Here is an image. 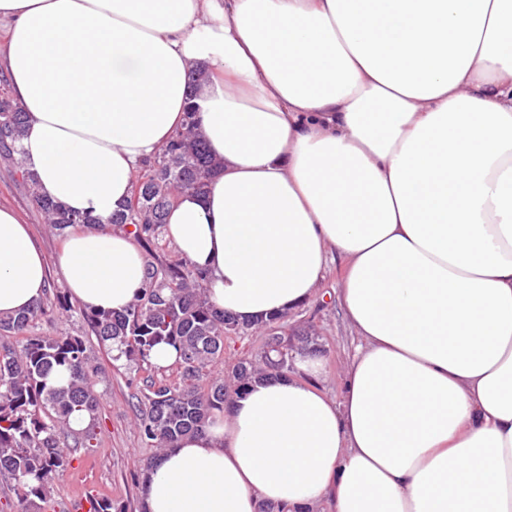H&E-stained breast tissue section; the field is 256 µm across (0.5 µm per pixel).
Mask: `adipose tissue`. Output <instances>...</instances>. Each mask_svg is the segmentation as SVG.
Listing matches in <instances>:
<instances>
[{"label":"adipose tissue","mask_w":512,"mask_h":512,"mask_svg":"<svg viewBox=\"0 0 512 512\" xmlns=\"http://www.w3.org/2000/svg\"><path fill=\"white\" fill-rule=\"evenodd\" d=\"M1 21L26 166L99 219L51 260L0 205L1 316L55 271L91 312L142 292L108 220L190 105L222 166L165 233L209 301L266 320L345 261L341 397L296 355L144 474L142 512H512V0H0Z\"/></svg>","instance_id":"ef3b65f1"}]
</instances>
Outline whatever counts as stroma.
<instances>
[{
  "mask_svg": "<svg viewBox=\"0 0 512 512\" xmlns=\"http://www.w3.org/2000/svg\"><path fill=\"white\" fill-rule=\"evenodd\" d=\"M0 204L16 208L32 224L48 257L61 248L62 235L49 231L41 215L33 208L21 175L0 162ZM342 263L333 261L316 296L304 306L289 312L290 323L314 326L318 352L325 359V375L320 384L325 392L340 398L342 377L354 340L344 313L336 302V290L342 283ZM34 333L82 336L95 369L93 380L101 396L100 424L93 447L73 451L71 466L55 482L43 512H75L90 498H109L126 506L127 512H140L141 462L153 455V448L142 440L135 426L143 398L146 364L114 365L112 355L92 333L80 314L60 312L50 307L36 322Z\"/></svg>",
  "mask_w": 512,
  "mask_h": 512,
  "instance_id": "1",
  "label": "stroma"
}]
</instances>
